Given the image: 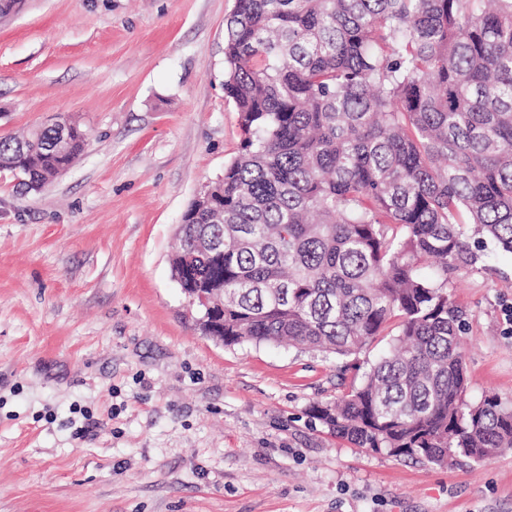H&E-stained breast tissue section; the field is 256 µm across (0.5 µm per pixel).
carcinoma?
<instances>
[{
	"label": "carcinoma",
	"instance_id": "cac0c4a2",
	"mask_svg": "<svg viewBox=\"0 0 512 512\" xmlns=\"http://www.w3.org/2000/svg\"><path fill=\"white\" fill-rule=\"evenodd\" d=\"M224 94L238 155L184 216L172 268L197 259L224 299V345L288 342L348 357L392 348L343 399L312 408L360 448L446 465L512 448V404L465 400L466 313L448 274L480 243L512 252V0H236ZM89 142L0 135L47 185ZM429 264L431 274L420 272Z\"/></svg>",
	"mask_w": 512,
	"mask_h": 512
}]
</instances>
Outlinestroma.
I'll return each mask as SVG.
<instances>
[{
	"label": "stroma",
	"mask_w": 512,
	"mask_h": 512,
	"mask_svg": "<svg viewBox=\"0 0 512 512\" xmlns=\"http://www.w3.org/2000/svg\"><path fill=\"white\" fill-rule=\"evenodd\" d=\"M234 0H24L0 19V134L90 133L40 192L0 172V512H512V448L440 467L337 439L312 405L387 352L224 346L171 256L240 142ZM466 398L512 403V253L448 277Z\"/></svg>",
	"instance_id": "stroma-1"
}]
</instances>
